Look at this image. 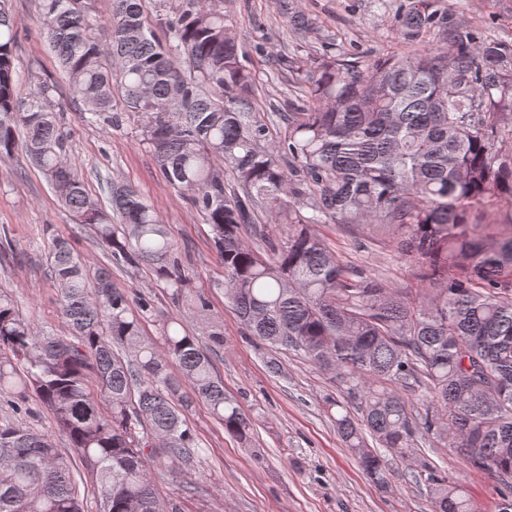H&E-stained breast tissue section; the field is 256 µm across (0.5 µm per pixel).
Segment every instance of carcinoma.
<instances>
[{"label": "carcinoma", "instance_id": "carcinoma-1", "mask_svg": "<svg viewBox=\"0 0 512 512\" xmlns=\"http://www.w3.org/2000/svg\"><path fill=\"white\" fill-rule=\"evenodd\" d=\"M0 0V161L25 130L27 157L97 243L130 269L150 268L185 293L187 278L156 209L129 185L112 187L104 211L64 152L66 134L36 80L16 93L14 22ZM160 44L142 0H112L103 24L91 0H36L45 38L83 111L112 120L113 89L142 127L167 182L191 194L224 264V297L246 334L292 350L349 384L350 406L327 401L336 430L380 489L396 475L424 479L430 512H477L468 490L418 453V435L452 436L456 454L512 493V42L481 37L435 8L408 0L397 30L436 43L363 62L329 52L298 78L300 95L261 116L255 72L224 0H154ZM280 10L302 33L321 25ZM280 75L301 67L276 55ZM274 147H267L270 137ZM120 223L112 222V215ZM266 215L284 227L274 244L244 231ZM320 224L367 229L395 255L413 258L416 288L340 259ZM49 272L69 335L32 326L0 292V397L33 414L35 395L54 415L99 499L98 512H179L156 476L185 474L199 455L186 416L207 404L224 430L252 445L251 422L224 393L210 352L180 319L164 323V347L142 334L150 304L113 286L63 238ZM179 376L170 372V364ZM94 374L99 393L91 392ZM421 388L419 405L395 389ZM0 512H86L71 459L53 438L0 420Z\"/></svg>", "mask_w": 512, "mask_h": 512}]
</instances>
